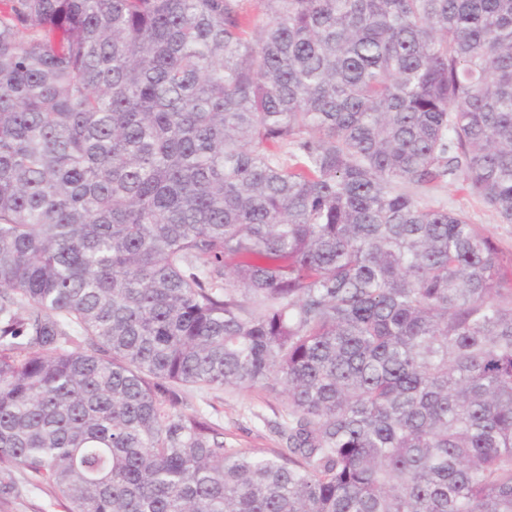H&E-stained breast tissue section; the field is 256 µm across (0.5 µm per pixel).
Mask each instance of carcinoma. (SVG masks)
I'll use <instances>...</instances> for the list:
<instances>
[{
  "instance_id": "carcinoma-1",
  "label": "carcinoma",
  "mask_w": 512,
  "mask_h": 512,
  "mask_svg": "<svg viewBox=\"0 0 512 512\" xmlns=\"http://www.w3.org/2000/svg\"><path fill=\"white\" fill-rule=\"evenodd\" d=\"M0 0V473L66 512H512V0ZM263 387L287 451L181 388ZM417 196L422 203L444 205L463 212L481 233L489 236L505 252L512 251V224H501L495 212L481 198L463 190L459 184L429 186L420 190Z\"/></svg>"
}]
</instances>
